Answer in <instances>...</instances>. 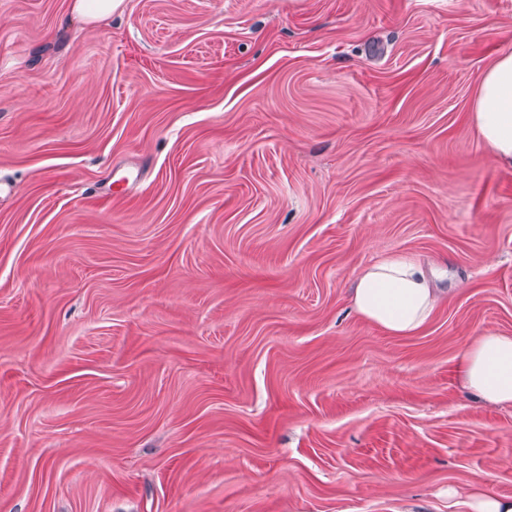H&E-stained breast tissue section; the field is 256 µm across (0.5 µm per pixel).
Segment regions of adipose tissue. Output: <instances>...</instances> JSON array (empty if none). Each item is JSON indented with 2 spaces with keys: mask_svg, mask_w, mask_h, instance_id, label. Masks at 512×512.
<instances>
[{
  "mask_svg": "<svg viewBox=\"0 0 512 512\" xmlns=\"http://www.w3.org/2000/svg\"><path fill=\"white\" fill-rule=\"evenodd\" d=\"M476 129L496 159L512 165V53L484 73L474 106ZM351 300L357 315L393 336L422 329L441 301L422 265L404 253L385 255L355 278ZM463 387L486 404L512 403V336L485 331L463 351Z\"/></svg>",
  "mask_w": 512,
  "mask_h": 512,
  "instance_id": "ef3b65f1",
  "label": "adipose tissue"
}]
</instances>
